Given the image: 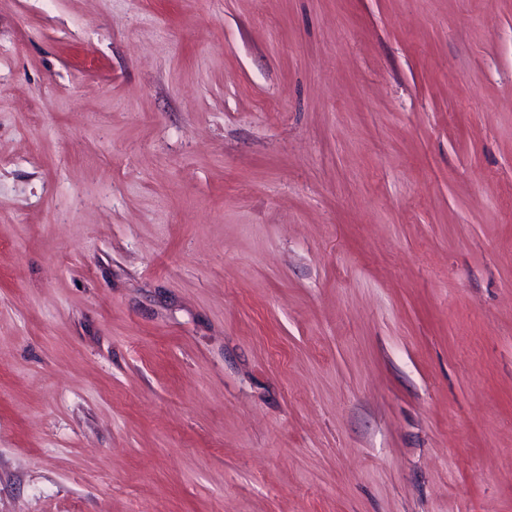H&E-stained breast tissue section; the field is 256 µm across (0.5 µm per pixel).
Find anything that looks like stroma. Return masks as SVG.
<instances>
[{
  "mask_svg": "<svg viewBox=\"0 0 512 512\" xmlns=\"http://www.w3.org/2000/svg\"><path fill=\"white\" fill-rule=\"evenodd\" d=\"M0 512H512V0H0Z\"/></svg>",
  "mask_w": 512,
  "mask_h": 512,
  "instance_id": "1",
  "label": "stroma"
}]
</instances>
